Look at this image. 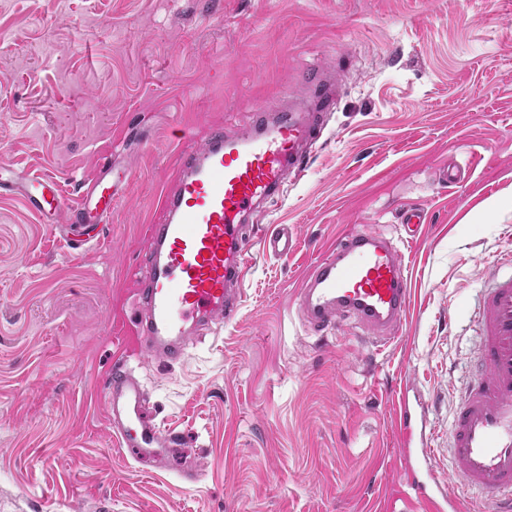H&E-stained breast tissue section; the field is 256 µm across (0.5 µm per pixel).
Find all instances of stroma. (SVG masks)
I'll use <instances>...</instances> for the list:
<instances>
[{"instance_id": "35a3bbf8", "label": "stroma", "mask_w": 512, "mask_h": 512, "mask_svg": "<svg viewBox=\"0 0 512 512\" xmlns=\"http://www.w3.org/2000/svg\"><path fill=\"white\" fill-rule=\"evenodd\" d=\"M337 88L310 162L256 221L288 258L246 255L230 323L167 364L133 339L147 227L176 158L213 127ZM110 156L122 193L72 251L0 195V512H425L399 466L402 385L447 434L473 375L482 269L512 255V0H0V167L53 173L69 205ZM423 208L418 236L401 226ZM347 230L401 248L413 282L391 340L325 334L297 290ZM122 359L174 441L164 464L118 448L101 398ZM262 244L266 252L276 257H288L293 247V240L288 233V228L282 227L265 234Z\"/></svg>"}]
</instances>
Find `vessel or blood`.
Wrapping results in <instances>:
<instances>
[{"instance_id":"1","label":"vessel or blood","mask_w":512,"mask_h":512,"mask_svg":"<svg viewBox=\"0 0 512 512\" xmlns=\"http://www.w3.org/2000/svg\"><path fill=\"white\" fill-rule=\"evenodd\" d=\"M307 79L318 86L311 112L288 107L272 118L258 112L233 136L214 128L192 160L179 163L175 185L163 195V219L149 228V275L137 290L136 333L152 356L179 359L192 328L237 315L236 288L247 271L243 221L279 195L289 174L306 169L319 115L336 105L334 90L318 72H308ZM0 194L20 195L47 222L69 224L70 241L78 248L98 240L99 224L111 214L119 189L91 182L82 206L71 208L54 174H0ZM262 244L266 252L285 257L293 240L283 227L265 234ZM481 281L479 365L474 379L455 395L446 445L438 443L427 400L405 394L399 401L402 445L421 473L411 486L427 512H446L452 505L436 475L443 454L467 490L488 495L497 512H512V259L488 266ZM411 298L403 255L384 235L364 230L339 235L298 292L303 317L314 330H329L337 319L349 317L382 339L406 318ZM101 394L119 447L140 459L168 447L124 361L115 362Z\"/></svg>"}]
</instances>
